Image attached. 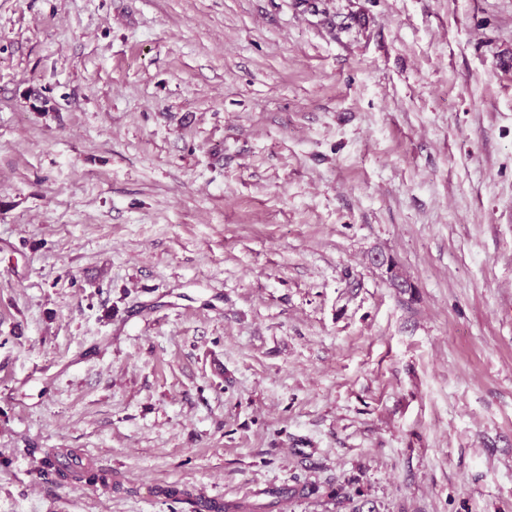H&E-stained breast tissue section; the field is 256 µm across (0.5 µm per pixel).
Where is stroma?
<instances>
[{"label":"stroma","instance_id":"1","mask_svg":"<svg viewBox=\"0 0 512 512\" xmlns=\"http://www.w3.org/2000/svg\"><path fill=\"white\" fill-rule=\"evenodd\" d=\"M303 482L512 512V0H0V512ZM41 474L53 481L75 480L87 485H106L108 477L83 462L73 450L63 449L46 453L41 460Z\"/></svg>","mask_w":512,"mask_h":512}]
</instances>
